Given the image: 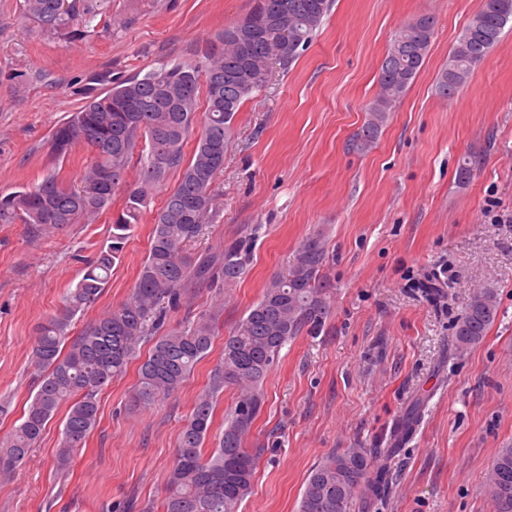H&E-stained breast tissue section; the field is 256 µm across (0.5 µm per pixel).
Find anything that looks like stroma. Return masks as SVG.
Here are the masks:
<instances>
[{"instance_id":"stroma-1","label":"stroma","mask_w":512,"mask_h":512,"mask_svg":"<svg viewBox=\"0 0 512 512\" xmlns=\"http://www.w3.org/2000/svg\"><path fill=\"white\" fill-rule=\"evenodd\" d=\"M20 3L0 0V191L7 193L54 165L73 183L89 160L80 145L58 163L49 150L54 127L82 103L85 74L107 68L130 77L189 58L253 7V0H97L110 30L94 19L84 37L66 41L33 33ZM481 5L336 0L307 50L288 68H273L238 112L216 182L219 218L189 247L220 251L260 230L235 284L196 286L167 313L168 331L213 313L223 299L211 353L176 394L144 408L133 400L151 349L141 341L101 393L98 423L70 469L54 465L57 416L27 461L0 478V512H163L178 435L225 336L316 231L328 240L330 315L284 346L263 383L264 407L245 442L259 453L256 474L238 512H297L315 464L378 446L416 398L424 415L390 464V500L377 508L357 497L350 512H494L483 475L497 449L512 446V26L453 97L435 91L449 50ZM423 14L435 19L423 68L375 148L351 149L392 35ZM476 151L481 165L460 183L458 166ZM165 196L153 194L96 308L77 326L128 300ZM111 221L106 213L50 236L0 224V399L11 402L0 439L35 391L38 325L81 278ZM432 274L447 294L440 305L413 290ZM486 284L497 290L500 317L479 345L451 357L463 301Z\"/></svg>"}]
</instances>
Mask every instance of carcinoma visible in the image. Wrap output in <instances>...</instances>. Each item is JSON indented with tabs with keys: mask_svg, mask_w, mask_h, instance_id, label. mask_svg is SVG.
I'll list each match as a JSON object with an SVG mask.
<instances>
[{
	"mask_svg": "<svg viewBox=\"0 0 512 512\" xmlns=\"http://www.w3.org/2000/svg\"><path fill=\"white\" fill-rule=\"evenodd\" d=\"M263 0H256L242 20L197 47L190 61L167 60L143 76L120 78L109 69L84 79L83 104L52 134L55 160L82 143L92 153L71 185L51 168L42 180L8 194L0 193V224L21 222L35 236L70 224H93L112 210L115 190L131 168L139 183L127 192L112 232L89 261L81 279L63 298V306L39 327L31 350L38 389L21 423L0 443V476L7 478L27 459L48 421L66 407L56 467L70 468L73 454L94 429L99 393L125 372L138 343L152 335L167 310L180 306L192 282H237L250 261L252 238L226 245L217 255H192L187 246L215 222V183L224 163L214 151L232 145L237 113L262 90L270 68L284 67L304 52L330 16L334 0H280L279 24L266 22ZM57 0H23L26 18L43 35L78 38L97 16L96 0H70L59 12ZM512 22V0H484L448 53L436 91L452 96L475 66L499 43ZM434 18L421 15L392 36L379 68V91L354 140L360 152L371 150L405 96L428 55ZM204 119L191 156L185 146L194 133L200 99ZM180 173L157 211L146 259L127 302L73 333L77 314L94 307L121 259L133 224L165 186L170 172ZM56 191L44 195L41 187ZM326 238L310 234L287 274L273 279L224 340L221 359L177 438L164 499L165 512H237L250 493L257 457L244 447L264 405L263 383L282 348L305 330H316L330 312L331 284ZM435 304L444 291L428 278L415 285ZM497 290L481 286L467 298L455 324L454 353L480 344L499 317ZM216 314H202L159 337L138 369L136 402L147 408L177 393L210 352ZM237 397L224 418L219 446L204 444L217 398L225 388ZM424 401L409 404L390 433L385 448H347L318 463L305 480L298 512H350L356 496L385 503L392 493L390 461L416 432ZM494 512H512V447L500 448L484 473Z\"/></svg>",
	"mask_w": 512,
	"mask_h": 512,
	"instance_id": "carcinoma-1",
	"label": "carcinoma"
}]
</instances>
